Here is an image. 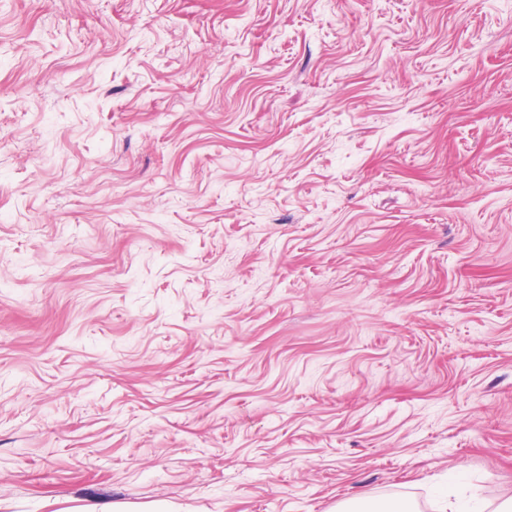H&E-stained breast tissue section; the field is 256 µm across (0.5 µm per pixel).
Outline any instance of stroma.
<instances>
[{"label":"stroma","mask_w":512,"mask_h":512,"mask_svg":"<svg viewBox=\"0 0 512 512\" xmlns=\"http://www.w3.org/2000/svg\"><path fill=\"white\" fill-rule=\"evenodd\" d=\"M512 498V0H0V512Z\"/></svg>","instance_id":"obj_1"}]
</instances>
